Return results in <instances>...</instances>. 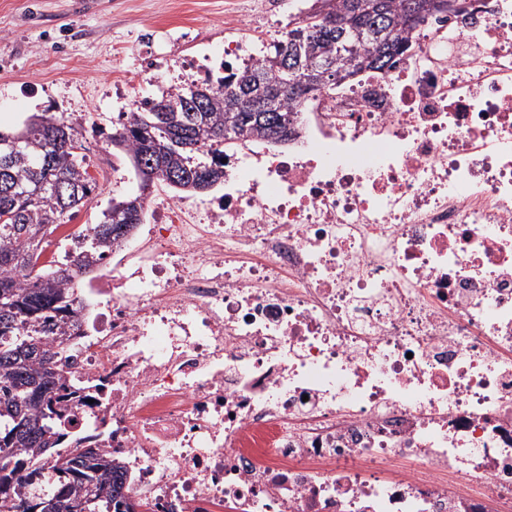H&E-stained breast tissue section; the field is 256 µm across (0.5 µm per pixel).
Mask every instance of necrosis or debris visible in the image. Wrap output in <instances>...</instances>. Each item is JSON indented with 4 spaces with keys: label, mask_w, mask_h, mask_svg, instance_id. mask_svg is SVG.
Returning a JSON list of instances; mask_svg holds the SVG:
<instances>
[{
    "label": "necrosis or debris",
    "mask_w": 512,
    "mask_h": 512,
    "mask_svg": "<svg viewBox=\"0 0 512 512\" xmlns=\"http://www.w3.org/2000/svg\"><path fill=\"white\" fill-rule=\"evenodd\" d=\"M478 5L82 282L66 434L138 512H512V0ZM263 21L183 75L254 64Z\"/></svg>",
    "instance_id": "4bbe7bcc"
}]
</instances>
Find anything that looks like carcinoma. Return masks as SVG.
I'll return each mask as SVG.
<instances>
[{
    "instance_id": "carcinoma-1",
    "label": "carcinoma",
    "mask_w": 512,
    "mask_h": 512,
    "mask_svg": "<svg viewBox=\"0 0 512 512\" xmlns=\"http://www.w3.org/2000/svg\"><path fill=\"white\" fill-rule=\"evenodd\" d=\"M317 2L320 7L284 39L270 44L258 63L233 67L216 81L206 78L162 92L144 103L145 111L130 113L112 138H120L122 150L133 160L147 143L167 149L178 138L185 147L167 149L162 162L177 173L171 187L196 193L204 184L224 181V163L217 157L221 146L242 137L266 140L270 135L268 126L251 120L249 109L226 107L225 87L243 83V96L258 97L286 86L291 74L269 59L292 47L304 58L331 60V78L348 70L351 59L371 56V44L356 40L351 56L336 54L340 33L326 26L325 16L387 30L394 41L392 54L379 65L368 63L366 70L388 71L407 51L409 33L417 28L410 20V4L427 17L448 7V0H386L380 17L373 9L375 0ZM200 84L211 87L205 111L179 112L178 123L170 122L164 104L192 101L193 88ZM317 94L313 88L285 92L282 115L302 111ZM226 124L236 128L228 141ZM22 137L14 156L6 161L0 157V459H7L0 463V489H8L0 492V506L9 505L8 512H34V504L47 502L51 512H136V504L123 492L126 473L111 456L97 448L77 456L59 450L67 398L81 387L54 351V342L66 335L77 315L75 278L97 266L132 225L114 224L105 216L80 232L76 263L42 266V243L50 226L73 217L97 184L79 159L78 132L64 119L47 112L33 114Z\"/></svg>"
}]
</instances>
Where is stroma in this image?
Instances as JSON below:
<instances>
[{"label": "stroma", "instance_id": "obj_1", "mask_svg": "<svg viewBox=\"0 0 512 512\" xmlns=\"http://www.w3.org/2000/svg\"><path fill=\"white\" fill-rule=\"evenodd\" d=\"M266 9L267 0H0V131L46 110L75 127L98 189L73 221L99 223L112 201L139 192L111 141L118 114L181 84L166 58L222 51L225 19Z\"/></svg>", "mask_w": 512, "mask_h": 512}]
</instances>
